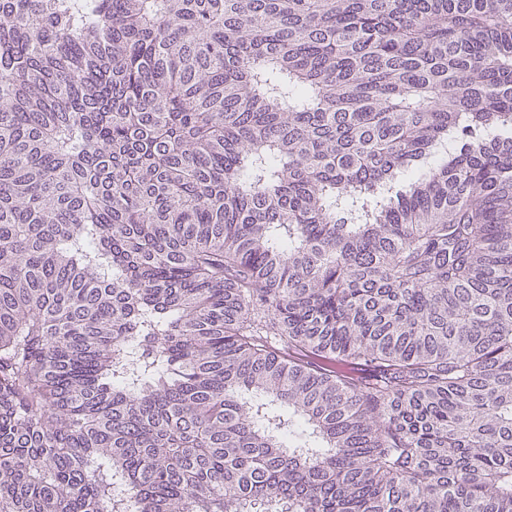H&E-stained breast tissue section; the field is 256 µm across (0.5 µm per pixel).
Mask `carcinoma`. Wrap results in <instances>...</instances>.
<instances>
[{"instance_id":"1","label":"carcinoma","mask_w":512,"mask_h":512,"mask_svg":"<svg viewBox=\"0 0 512 512\" xmlns=\"http://www.w3.org/2000/svg\"><path fill=\"white\" fill-rule=\"evenodd\" d=\"M512 512V0H0V512Z\"/></svg>"}]
</instances>
